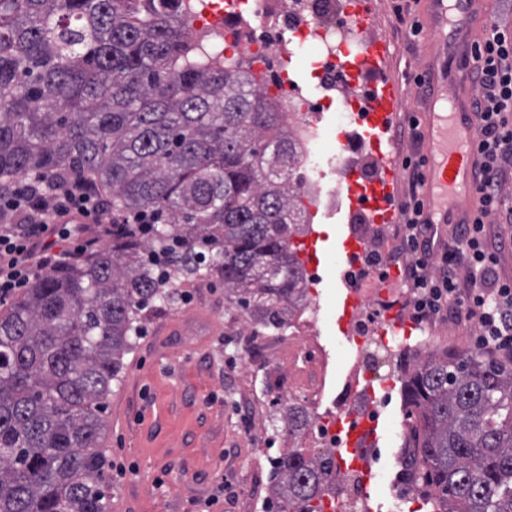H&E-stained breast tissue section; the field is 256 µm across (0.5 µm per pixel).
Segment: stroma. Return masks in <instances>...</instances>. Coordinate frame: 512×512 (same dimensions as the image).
<instances>
[{"label": "stroma", "instance_id": "obj_1", "mask_svg": "<svg viewBox=\"0 0 512 512\" xmlns=\"http://www.w3.org/2000/svg\"><path fill=\"white\" fill-rule=\"evenodd\" d=\"M398 3L417 15L423 11L421 0H373L374 28L391 53L387 74L399 78L403 96L390 120L396 133L392 150L401 158L419 149L401 135L409 118L424 110L426 97L413 77L427 70L441 48L407 37L394 12ZM347 209L342 196L335 207L319 205L310 217L322 232L316 244L321 281L339 277ZM321 281L314 290L326 314L324 341L345 361L355 346L338 323L341 290H326ZM181 290L185 301L143 320L125 375L112 386L105 454L123 463L126 474L107 481L108 512H266V504L254 499V466H269L288 449L305 445L304 437L288 434L287 382L274 385L266 375L287 369L288 338L277 336L264 366L243 369L238 341L246 321L225 298L223 284L187 282ZM401 387L394 381L392 400L379 417L384 433L374 449L372 489L383 512H393V453L405 410ZM219 490L224 498L217 502Z\"/></svg>", "mask_w": 512, "mask_h": 512}]
</instances>
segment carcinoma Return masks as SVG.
Instances as JSON below:
<instances>
[{"mask_svg": "<svg viewBox=\"0 0 512 512\" xmlns=\"http://www.w3.org/2000/svg\"><path fill=\"white\" fill-rule=\"evenodd\" d=\"M179 0H0V193L82 179L105 240L0 298V512H107L112 383L144 312L183 282L266 333L302 293L294 151L252 67L189 52ZM143 213L150 224H124ZM419 478L446 512H512V368L478 352L416 359L403 381ZM309 425L288 409V433ZM274 512H324V472L273 462Z\"/></svg>", "mask_w": 512, "mask_h": 512, "instance_id": "carcinoma-1", "label": "carcinoma"}]
</instances>
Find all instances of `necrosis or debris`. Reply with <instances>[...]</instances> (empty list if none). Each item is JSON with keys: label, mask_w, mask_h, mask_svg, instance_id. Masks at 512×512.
<instances>
[{"label": "necrosis or debris", "mask_w": 512, "mask_h": 512, "mask_svg": "<svg viewBox=\"0 0 512 512\" xmlns=\"http://www.w3.org/2000/svg\"><path fill=\"white\" fill-rule=\"evenodd\" d=\"M238 0H181V9L190 17L189 34L197 43V51L206 62H244L264 67L271 81L265 93L271 97L288 126L295 146L294 172L301 193L311 198L327 196L336 199L339 192L326 172L314 161L313 150L318 132L313 117L322 112L323 103L298 96L289 91L278 77L291 63L295 49L303 48L296 41L287 49L286 34L310 28V38L317 44L312 63L316 81L332 85L338 74L337 55L349 48L350 39L367 38V30L351 27H326L322 24L332 0H249L253 24L246 33H239L232 10ZM355 230L362 237L364 248L349 261L347 277L360 290L361 305L349 326L348 335L357 346V359L349 376L385 380L394 373L395 349L387 334L390 320L398 311L407 309L410 295L392 289V282L401 280L396 263L401 239L394 225L359 222ZM326 318L319 300L306 296L300 300L288 319L292 367L288 369L290 392L300 393L313 423L306 436L316 450V458L325 471V484L336 512H360L362 481L357 472L338 471L335 450L340 433L330 415L319 413L321 400L337 402L340 409L376 417V402L362 399L357 388L336 393L335 378L338 361L322 340ZM414 440L402 436L397 458L401 469L397 503L419 502L427 498V490L417 480Z\"/></svg>", "instance_id": "4bbe7bcc"}]
</instances>
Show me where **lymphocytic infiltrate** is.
<instances>
[{
  "instance_id": "1",
  "label": "lymphocytic infiltrate",
  "mask_w": 512,
  "mask_h": 512,
  "mask_svg": "<svg viewBox=\"0 0 512 512\" xmlns=\"http://www.w3.org/2000/svg\"><path fill=\"white\" fill-rule=\"evenodd\" d=\"M484 27V36L471 40L464 56L472 65L475 89L468 104L477 123L478 204L468 218L449 225L445 243L433 249L430 227L419 221L425 159L416 153L403 157L411 174L409 199L403 204L404 237L412 258L407 276L416 319L463 312L478 324L477 349L511 366L512 279L499 277L490 241L496 225L512 224V207L501 197V178L512 172V25L492 17ZM1 212L19 218L0 226V296L5 297L26 287L38 270L81 251L76 225L61 223V216L77 213L97 221L106 207L78 184L47 190L27 182L11 196H0ZM464 269L469 272L465 278L460 275Z\"/></svg>"
}]
</instances>
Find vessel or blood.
Returning <instances> with one entry per match:
<instances>
[{"label":"vessel or blood","mask_w":512,"mask_h":512,"mask_svg":"<svg viewBox=\"0 0 512 512\" xmlns=\"http://www.w3.org/2000/svg\"><path fill=\"white\" fill-rule=\"evenodd\" d=\"M426 29L431 39L440 41L443 51L430 73L431 89L426 99V110L420 116V133L428 148L425 153L424 201L421 223L430 225L436 242H444L445 226L449 215L465 216L469 204L467 198L475 191L476 156L474 138L475 119L466 104L449 102V84L463 81L466 72L458 64L471 33L474 0H425ZM347 19L355 27L372 24L374 14L370 0H348ZM390 55L389 46L382 41L362 44L355 60L340 59L339 69L350 85L366 80L372 87L371 98L360 111L351 115L352 122L363 128L368 140L384 169L381 178L367 179L363 170H345L342 181L350 204L365 201L380 218L393 219L387 198L393 190L397 161L392 154L384 153L382 136L391 115L402 104L400 87L395 79H381L380 71ZM336 426L342 434L336 460L340 469H359L365 480L374 474L363 459L364 448L379 440V423L368 417L345 416L337 418Z\"/></svg>","instance_id":"obj_1"}]
</instances>
